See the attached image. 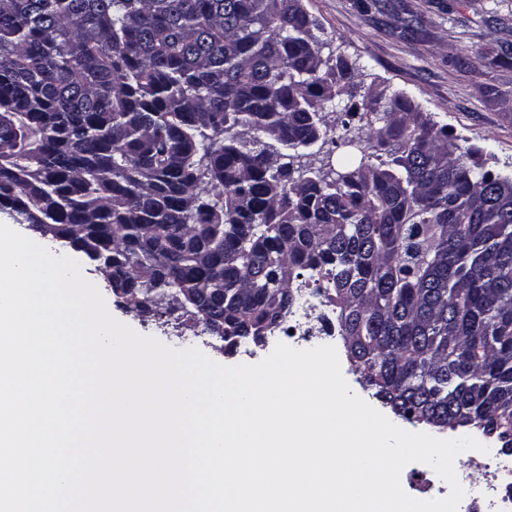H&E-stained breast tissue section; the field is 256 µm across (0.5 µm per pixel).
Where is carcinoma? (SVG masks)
Here are the masks:
<instances>
[{
  "label": "carcinoma",
  "mask_w": 512,
  "mask_h": 512,
  "mask_svg": "<svg viewBox=\"0 0 512 512\" xmlns=\"http://www.w3.org/2000/svg\"><path fill=\"white\" fill-rule=\"evenodd\" d=\"M303 0H0V212L142 320L258 342L313 283L391 411L512 453V175L402 93L304 150L356 62ZM0 223L10 224L15 231L28 237L32 241L36 242L40 246L47 249L52 255L57 257H68L71 258V253L66 249L62 248L58 243L53 241L49 236H41L40 234H34L26 228V224H19L13 217L7 213L0 212Z\"/></svg>",
  "instance_id": "carcinoma-1"
}]
</instances>
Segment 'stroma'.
Here are the masks:
<instances>
[{
  "label": "stroma",
  "mask_w": 512,
  "mask_h": 512,
  "mask_svg": "<svg viewBox=\"0 0 512 512\" xmlns=\"http://www.w3.org/2000/svg\"><path fill=\"white\" fill-rule=\"evenodd\" d=\"M304 4L326 51L356 61L360 71L351 92L329 105L328 121L342 122L367 92H400L448 126L459 152L481 150L487 169L512 174V0H384L382 9L366 11L360 0ZM81 273L102 287L117 320L168 346H193L118 306L89 264ZM279 341L271 334L262 345L245 341L227 351L216 338L205 353L225 366L255 364Z\"/></svg>",
  "instance_id": "stroma-1"
}]
</instances>
